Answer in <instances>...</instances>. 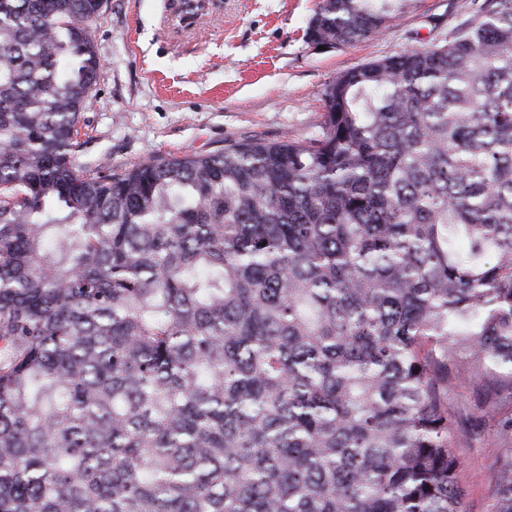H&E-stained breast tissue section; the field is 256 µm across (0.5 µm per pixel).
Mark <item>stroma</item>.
Instances as JSON below:
<instances>
[{
    "instance_id": "stroma-1",
    "label": "stroma",
    "mask_w": 512,
    "mask_h": 512,
    "mask_svg": "<svg viewBox=\"0 0 512 512\" xmlns=\"http://www.w3.org/2000/svg\"><path fill=\"white\" fill-rule=\"evenodd\" d=\"M317 0H104L92 37L96 82L80 114L79 162L116 171L241 139L316 136L337 76L470 19L469 0H414L379 37L320 50L304 32ZM466 512H495L503 453L493 421L456 430Z\"/></svg>"
}]
</instances>
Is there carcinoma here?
<instances>
[{"label": "carcinoma", "instance_id": "cac0c4a2", "mask_svg": "<svg viewBox=\"0 0 512 512\" xmlns=\"http://www.w3.org/2000/svg\"><path fill=\"white\" fill-rule=\"evenodd\" d=\"M100 4L0 0V512H465L460 378L512 512V0L338 76L315 138L108 175ZM448 402L463 414L467 411L476 417L477 410L474 406V397L471 387L464 381H454L448 387Z\"/></svg>", "mask_w": 512, "mask_h": 512}]
</instances>
